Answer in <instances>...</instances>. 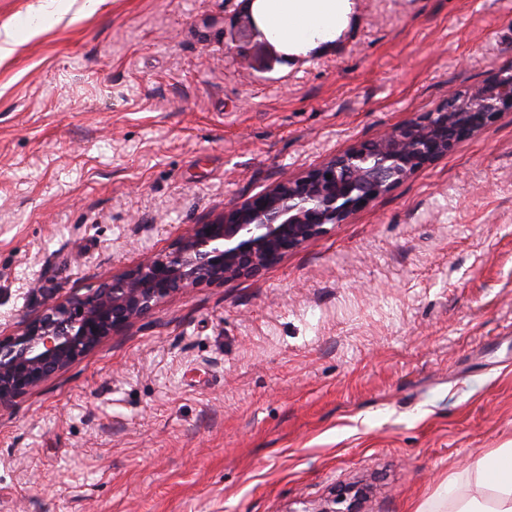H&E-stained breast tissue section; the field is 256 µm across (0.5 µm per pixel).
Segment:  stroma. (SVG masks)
Listing matches in <instances>:
<instances>
[{
	"instance_id": "stroma-1",
	"label": "stroma",
	"mask_w": 512,
	"mask_h": 512,
	"mask_svg": "<svg viewBox=\"0 0 512 512\" xmlns=\"http://www.w3.org/2000/svg\"><path fill=\"white\" fill-rule=\"evenodd\" d=\"M0 0V336L189 225L512 72V0ZM512 445V112L260 276L0 409V512H416ZM261 29L288 56L327 47L348 28L351 0H254Z\"/></svg>"
}]
</instances>
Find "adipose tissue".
Wrapping results in <instances>:
<instances>
[{"label": "adipose tissue", "instance_id": "ef3b65f1", "mask_svg": "<svg viewBox=\"0 0 512 512\" xmlns=\"http://www.w3.org/2000/svg\"><path fill=\"white\" fill-rule=\"evenodd\" d=\"M261 29L288 55L308 53L336 41L351 21V0H253ZM485 499L457 497L456 512H512V448H499L474 468Z\"/></svg>", "mask_w": 512, "mask_h": 512}]
</instances>
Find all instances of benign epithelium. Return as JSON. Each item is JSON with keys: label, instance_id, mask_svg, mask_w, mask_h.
Listing matches in <instances>:
<instances>
[{"label": "benign epithelium", "instance_id": "obj_1", "mask_svg": "<svg viewBox=\"0 0 512 512\" xmlns=\"http://www.w3.org/2000/svg\"><path fill=\"white\" fill-rule=\"evenodd\" d=\"M512 112V74L452 93L434 111L353 146L298 176L193 224L164 253L44 306L0 336V409L203 285L255 277L288 253L347 223L463 140Z\"/></svg>", "mask_w": 512, "mask_h": 512}]
</instances>
